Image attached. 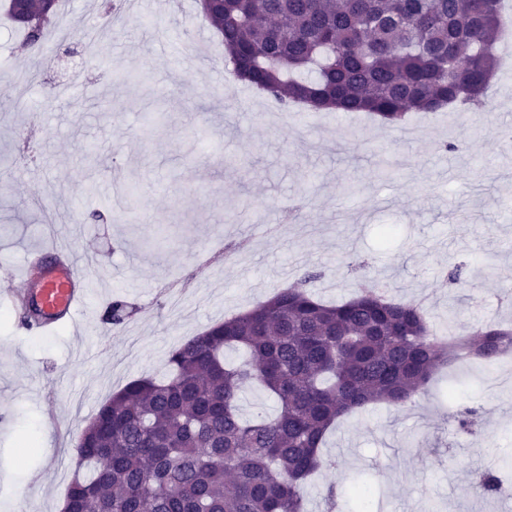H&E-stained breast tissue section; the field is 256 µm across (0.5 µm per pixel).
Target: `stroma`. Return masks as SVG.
Returning a JSON list of instances; mask_svg holds the SVG:
<instances>
[{"mask_svg": "<svg viewBox=\"0 0 512 512\" xmlns=\"http://www.w3.org/2000/svg\"><path fill=\"white\" fill-rule=\"evenodd\" d=\"M65 41L0 62V289L16 288L33 250L69 249L91 280L76 328L45 335L0 307V506L58 512L72 448L131 379L161 375L185 339L252 308L305 269L317 297L360 287L423 303L438 334L512 325V67L499 66L492 112L445 109L392 127L363 113L302 121L237 80L197 0L184 22L141 12L108 25L104 0H69ZM38 68L32 96L18 74ZM454 140L457 148L439 145ZM141 187V222L98 220L117 185ZM75 224L44 229L50 204ZM395 226L383 239L381 228ZM459 268L460 279L448 278ZM128 317L106 319L113 301ZM453 398L430 385L407 408H377L331 432L332 465L306 487L307 512L335 488L355 512L364 484L380 512H512V489L476 492L477 473L512 460V394L489 367L463 364ZM477 409L470 429L452 408Z\"/></svg>", "mask_w": 512, "mask_h": 512, "instance_id": "1", "label": "stroma"}]
</instances>
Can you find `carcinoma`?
<instances>
[{"label": "carcinoma", "instance_id": "obj_1", "mask_svg": "<svg viewBox=\"0 0 512 512\" xmlns=\"http://www.w3.org/2000/svg\"><path fill=\"white\" fill-rule=\"evenodd\" d=\"M500 0H224L203 14L236 76L278 103L370 112L489 111ZM306 271L253 309L188 339L161 379L112 394L79 436L63 512H305L307 480L327 466L326 433L369 406H406L440 368L492 365L512 327L465 329L448 343L422 305L363 289L336 305ZM239 349L244 358L226 361ZM247 387L279 412L240 413ZM504 462L478 488H498Z\"/></svg>", "mask_w": 512, "mask_h": 512}]
</instances>
